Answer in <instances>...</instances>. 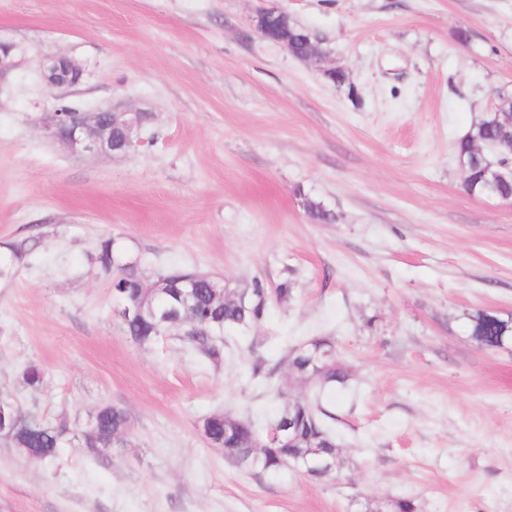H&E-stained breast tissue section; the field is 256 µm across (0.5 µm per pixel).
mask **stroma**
Returning <instances> with one entry per match:
<instances>
[{"label":"stroma","mask_w":512,"mask_h":512,"mask_svg":"<svg viewBox=\"0 0 512 512\" xmlns=\"http://www.w3.org/2000/svg\"><path fill=\"white\" fill-rule=\"evenodd\" d=\"M326 37V65L252 31L256 0H0V253L42 247L0 280V397L85 428L104 403L130 422L99 463L66 438L54 462L0 439V512H512V343L478 348L467 316L512 317V205L473 196L453 144L512 94V0H278ZM469 39L460 42L458 31ZM84 68L70 89L43 57ZM358 99H350L349 88ZM150 113V144L85 156L47 138L61 104ZM336 215L314 223L304 196ZM121 238L149 275L181 266L232 288L288 284L202 362L122 330L112 278L90 261ZM332 336L350 376L326 387L338 480L249 471L203 432L221 413L257 432L282 404L289 345ZM276 362L254 384L255 355ZM49 373L38 391L25 364ZM40 73L49 88L73 87L80 84L84 77L82 67L62 54L43 58L40 62Z\"/></svg>","instance_id":"obj_1"}]
</instances>
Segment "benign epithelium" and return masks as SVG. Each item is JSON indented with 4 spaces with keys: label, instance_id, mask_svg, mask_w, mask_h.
<instances>
[{
    "label": "benign epithelium",
    "instance_id": "7a95c632",
    "mask_svg": "<svg viewBox=\"0 0 512 512\" xmlns=\"http://www.w3.org/2000/svg\"><path fill=\"white\" fill-rule=\"evenodd\" d=\"M276 14L284 22L290 21L288 12L277 5H261L251 17V27L262 38L271 39L265 20ZM43 82L50 88L73 87L80 84L84 70L72 58L58 54L47 56L40 62ZM109 114L112 120L106 122L103 116ZM47 135L57 140L69 152L80 155H125L145 144L142 136L143 113L126 108H97L84 111V119L70 123L63 111L57 109L43 118Z\"/></svg>",
    "mask_w": 512,
    "mask_h": 512
}]
</instances>
